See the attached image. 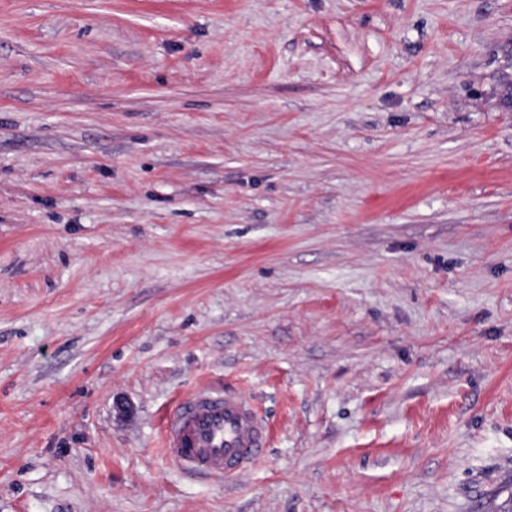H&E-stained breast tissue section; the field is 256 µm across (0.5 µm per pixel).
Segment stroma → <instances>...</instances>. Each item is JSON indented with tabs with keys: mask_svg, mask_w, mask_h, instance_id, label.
Instances as JSON below:
<instances>
[{
	"mask_svg": "<svg viewBox=\"0 0 512 512\" xmlns=\"http://www.w3.org/2000/svg\"><path fill=\"white\" fill-rule=\"evenodd\" d=\"M512 0H0V512H497ZM202 385L240 480L165 457ZM270 426L248 399L206 385L167 412L163 448L181 471L216 480L245 477L267 453Z\"/></svg>",
	"mask_w": 512,
	"mask_h": 512,
	"instance_id": "stroma-1",
	"label": "stroma"
}]
</instances>
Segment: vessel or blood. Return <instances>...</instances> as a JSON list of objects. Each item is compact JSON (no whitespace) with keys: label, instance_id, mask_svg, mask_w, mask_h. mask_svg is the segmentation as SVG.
I'll use <instances>...</instances> for the list:
<instances>
[{"label":"vessel or blood","instance_id":"obj_1","mask_svg":"<svg viewBox=\"0 0 512 512\" xmlns=\"http://www.w3.org/2000/svg\"><path fill=\"white\" fill-rule=\"evenodd\" d=\"M270 427L248 399L206 385L178 398L164 423V451L181 471L245 477L267 453Z\"/></svg>","mask_w":512,"mask_h":512}]
</instances>
